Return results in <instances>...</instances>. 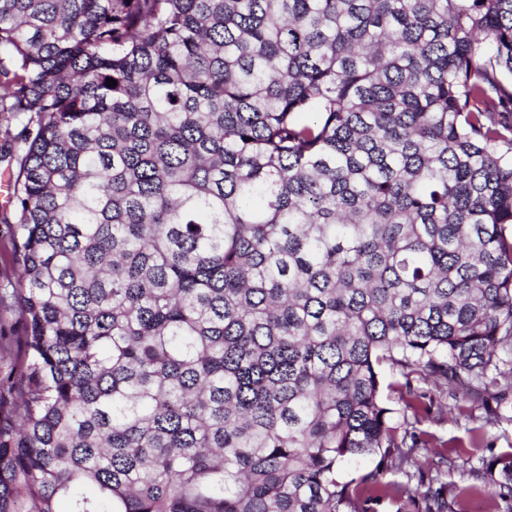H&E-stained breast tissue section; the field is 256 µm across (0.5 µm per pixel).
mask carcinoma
<instances>
[{
  "label": "carcinoma",
  "instance_id": "carcinoma-1",
  "mask_svg": "<svg viewBox=\"0 0 512 512\" xmlns=\"http://www.w3.org/2000/svg\"><path fill=\"white\" fill-rule=\"evenodd\" d=\"M0 121V512H512L380 372L512 386V0H0ZM16 227L7 191L0 192V393L13 411L19 408L17 401L12 400L14 396L10 394L7 378L13 365L23 357L17 338L25 334L24 318L13 293L14 288H20L21 281L13 248Z\"/></svg>",
  "mask_w": 512,
  "mask_h": 512
}]
</instances>
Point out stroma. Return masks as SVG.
Here are the masks:
<instances>
[{
    "instance_id": "35a3bbf8",
    "label": "stroma",
    "mask_w": 512,
    "mask_h": 512,
    "mask_svg": "<svg viewBox=\"0 0 512 512\" xmlns=\"http://www.w3.org/2000/svg\"><path fill=\"white\" fill-rule=\"evenodd\" d=\"M12 215L7 194L0 192V395L8 397L13 410L17 403L9 398L6 380L23 356L17 338L24 335L25 323L14 295L21 278ZM414 392L429 409L428 416L414 425L422 442L415 459L427 469H440L445 480L473 484L483 459L512 449V389L500 401L431 381L415 382Z\"/></svg>"
}]
</instances>
